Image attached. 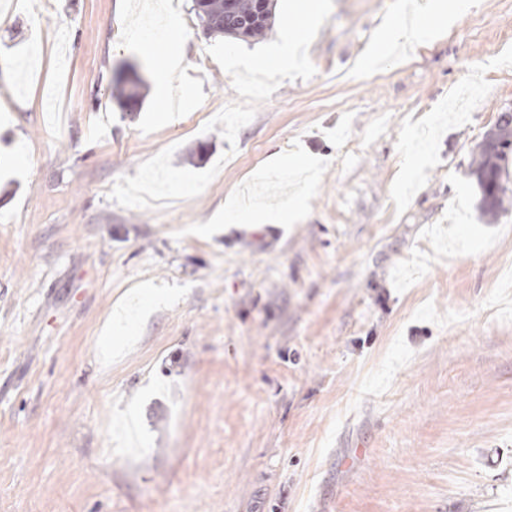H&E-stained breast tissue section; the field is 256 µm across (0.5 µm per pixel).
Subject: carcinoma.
<instances>
[{
  "label": "carcinoma",
  "instance_id": "cac0c4a2",
  "mask_svg": "<svg viewBox=\"0 0 512 512\" xmlns=\"http://www.w3.org/2000/svg\"><path fill=\"white\" fill-rule=\"evenodd\" d=\"M273 2L274 0H267L261 17L253 16L251 0H239L238 11L233 17L224 15V0H193V10L201 25L210 33L259 38L265 36L271 28ZM140 86V78H130L121 69L115 72L112 79V92L124 99L129 108L137 105ZM510 125L512 126V113H501L478 144L477 158L470 171L481 191L484 212L492 217L497 216L508 201L509 188L505 186L503 176L508 174L512 142H504L499 149L489 148V142L504 137Z\"/></svg>",
  "mask_w": 512,
  "mask_h": 512
}]
</instances>
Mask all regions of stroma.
<instances>
[{
	"mask_svg": "<svg viewBox=\"0 0 512 512\" xmlns=\"http://www.w3.org/2000/svg\"><path fill=\"white\" fill-rule=\"evenodd\" d=\"M178 2L164 94L157 0H0V512H512V200L487 222L470 174L512 112V0L369 71L435 0H334L315 75L232 143L199 117L239 96ZM170 146L218 167L199 196L110 199ZM296 197L288 224L216 218ZM185 40L183 31L176 18L171 19L166 34L156 41V48L161 54V65L155 80L159 90L168 92L178 76L181 63L180 47ZM140 86V78H130L122 69L117 70L112 79V93L123 98L127 108L137 105Z\"/></svg>",
	"mask_w": 512,
	"mask_h": 512,
	"instance_id": "1",
	"label": "stroma"
}]
</instances>
